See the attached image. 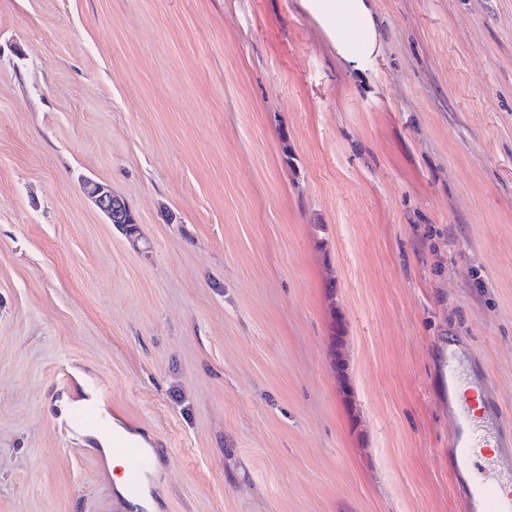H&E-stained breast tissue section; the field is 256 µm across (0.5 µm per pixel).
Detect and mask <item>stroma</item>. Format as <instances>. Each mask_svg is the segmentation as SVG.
<instances>
[{
    "label": "stroma",
    "mask_w": 512,
    "mask_h": 512,
    "mask_svg": "<svg viewBox=\"0 0 512 512\" xmlns=\"http://www.w3.org/2000/svg\"><path fill=\"white\" fill-rule=\"evenodd\" d=\"M374 9L360 74L300 0H0V512H125L63 363L159 512H468L438 339L512 421V0ZM83 192L94 201L96 206L107 215L112 224H125V201L112 192V189L93 179L83 181ZM66 424L73 427L98 426L104 428L96 401H88L75 409L68 417Z\"/></svg>",
    "instance_id": "35a3bbf8"
}]
</instances>
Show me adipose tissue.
I'll use <instances>...</instances> for the list:
<instances>
[{"mask_svg":"<svg viewBox=\"0 0 512 512\" xmlns=\"http://www.w3.org/2000/svg\"><path fill=\"white\" fill-rule=\"evenodd\" d=\"M301 6L352 70L368 68L380 48L372 0H301Z\"/></svg>","mask_w":512,"mask_h":512,"instance_id":"1","label":"adipose tissue"}]
</instances>
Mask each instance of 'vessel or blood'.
Listing matches in <instances>:
<instances>
[{
	"label": "vessel or blood",
	"instance_id": "obj_1",
	"mask_svg": "<svg viewBox=\"0 0 512 512\" xmlns=\"http://www.w3.org/2000/svg\"><path fill=\"white\" fill-rule=\"evenodd\" d=\"M457 344L443 342L441 376L456 398L448 406L453 433L448 445L452 485L462 494L470 512H512V445L504 432L503 413L493 400L483 365L469 364L459 372ZM73 427L101 425L95 402L75 409L66 419ZM112 451L126 465L127 487L140 493L155 469L156 452L129 439H116Z\"/></svg>",
	"mask_w": 512,
	"mask_h": 512
}]
</instances>
